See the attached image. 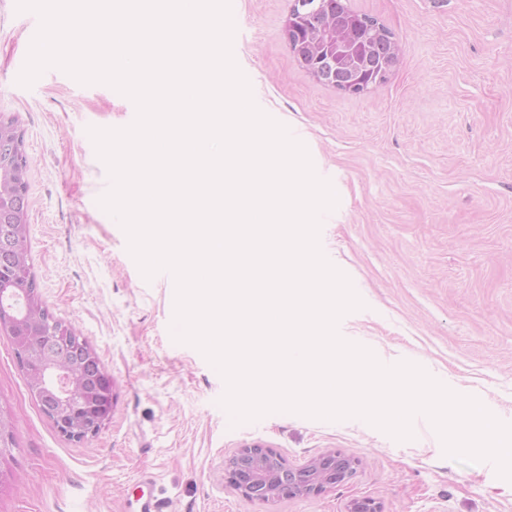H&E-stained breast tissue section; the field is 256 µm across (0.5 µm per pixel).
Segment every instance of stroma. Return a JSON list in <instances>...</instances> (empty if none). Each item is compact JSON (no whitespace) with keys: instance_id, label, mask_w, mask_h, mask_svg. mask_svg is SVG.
Returning a JSON list of instances; mask_svg holds the SVG:
<instances>
[{"instance_id":"1","label":"stroma","mask_w":512,"mask_h":512,"mask_svg":"<svg viewBox=\"0 0 512 512\" xmlns=\"http://www.w3.org/2000/svg\"><path fill=\"white\" fill-rule=\"evenodd\" d=\"M393 33L387 82L351 95L314 82L282 29L293 0H232L233 55L256 105L302 142L337 207L324 255L363 309L344 339L406 360L512 423V0H344ZM38 16L0 0V115L16 118L30 159L29 252L37 292L112 375L110 420L63 437L31 396L0 332V406L10 410L15 482L0 512H512V481L491 461L445 456L422 414L398 441L353 417L274 412L232 425L226 385L195 347L175 342L173 283L144 278L119 223L99 204L111 186L87 130L123 128L131 99L56 67L17 82ZM260 444L291 466L329 452L358 460L316 495L249 501L229 484L239 449Z\"/></svg>"}]
</instances>
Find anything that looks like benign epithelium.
Masks as SVG:
<instances>
[{
  "label": "benign epithelium",
  "instance_id": "7a95c632",
  "mask_svg": "<svg viewBox=\"0 0 512 512\" xmlns=\"http://www.w3.org/2000/svg\"><path fill=\"white\" fill-rule=\"evenodd\" d=\"M336 17L310 33L293 55L298 60L323 53L338 58L350 78H325L317 68L307 72L316 82L336 90L360 94L389 76L398 63L400 48L392 42L390 55L365 76L360 72L363 47L342 28ZM29 157L24 133L15 120H0V293H27V286L16 271L30 263L28 250V202L26 183ZM13 336L23 354L28 384L35 399L43 404L45 415L67 439L82 442L95 436L112 415V374L98 353L76 332L48 324L45 308L35 296H28L20 317H1L0 331ZM12 418L0 406V486L12 479L4 467L13 445ZM359 461L334 452L310 458L292 468L273 450L258 444L239 449L229 464V481L243 498L275 502L282 498L309 496L329 485H341L356 473Z\"/></svg>",
  "mask_w": 512,
  "mask_h": 512
}]
</instances>
